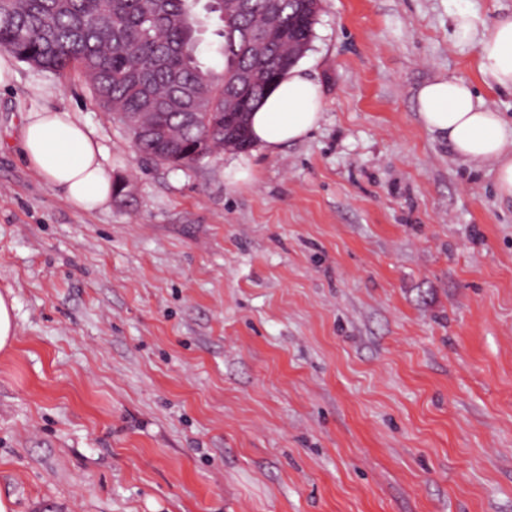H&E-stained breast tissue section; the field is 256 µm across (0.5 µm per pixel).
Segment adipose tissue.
Masks as SVG:
<instances>
[{"mask_svg": "<svg viewBox=\"0 0 512 512\" xmlns=\"http://www.w3.org/2000/svg\"><path fill=\"white\" fill-rule=\"evenodd\" d=\"M458 41L478 43V69L491 88L512 91V15L496 19L477 34L471 13L455 17ZM424 127L445 140L464 161L496 168L499 195L512 198V121L483 99L472 84L439 78L417 94ZM319 83L308 69L295 65L255 105L249 115L254 146L276 154L316 129L322 119ZM22 155L27 164L81 211H92L113 197L115 182L103 152L88 128L71 113L39 109L28 112L22 128Z\"/></svg>", "mask_w": 512, "mask_h": 512, "instance_id": "1", "label": "adipose tissue"}]
</instances>
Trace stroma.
I'll return each mask as SVG.
<instances>
[{
    "label": "stroma",
    "mask_w": 512,
    "mask_h": 512,
    "mask_svg": "<svg viewBox=\"0 0 512 512\" xmlns=\"http://www.w3.org/2000/svg\"><path fill=\"white\" fill-rule=\"evenodd\" d=\"M512 0H321L318 129L274 155H139L79 72L0 89V497L12 512H512V201L417 112L488 88ZM91 128L128 200L71 204L26 112ZM249 167L234 181L230 169ZM478 69L488 87L512 91V15L497 18L481 36ZM15 299L0 293V351H8L15 340Z\"/></svg>",
    "instance_id": "35a3bbf8"
}]
</instances>
